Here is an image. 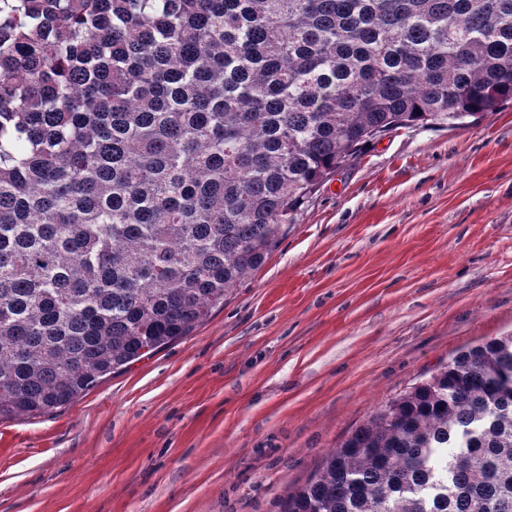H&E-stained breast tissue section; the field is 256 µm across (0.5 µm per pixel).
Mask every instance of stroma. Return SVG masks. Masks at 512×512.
<instances>
[{
	"mask_svg": "<svg viewBox=\"0 0 512 512\" xmlns=\"http://www.w3.org/2000/svg\"><path fill=\"white\" fill-rule=\"evenodd\" d=\"M512 332V108L363 146L186 337L0 422V512H279L455 352Z\"/></svg>",
	"mask_w": 512,
	"mask_h": 512,
	"instance_id": "stroma-1",
	"label": "stroma"
}]
</instances>
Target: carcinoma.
<instances>
[{
  "mask_svg": "<svg viewBox=\"0 0 512 512\" xmlns=\"http://www.w3.org/2000/svg\"><path fill=\"white\" fill-rule=\"evenodd\" d=\"M512 104V0H0V421L188 335L328 177ZM280 512H512V333Z\"/></svg>",
  "mask_w": 512,
  "mask_h": 512,
  "instance_id": "cac0c4a2",
  "label": "carcinoma"
}]
</instances>
